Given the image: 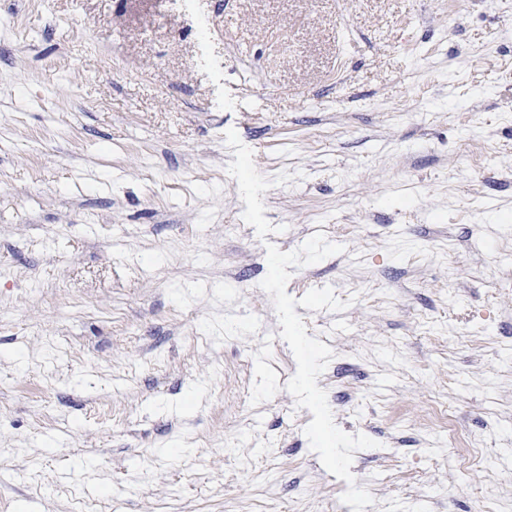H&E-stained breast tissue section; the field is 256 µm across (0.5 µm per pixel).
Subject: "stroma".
<instances>
[{"instance_id":"1","label":"stroma","mask_w":512,"mask_h":512,"mask_svg":"<svg viewBox=\"0 0 512 512\" xmlns=\"http://www.w3.org/2000/svg\"><path fill=\"white\" fill-rule=\"evenodd\" d=\"M506 493L512 0H0V512ZM448 432L452 441H454L456 445L461 446L459 448V462H463L473 469L482 467L483 457L478 454L473 444L465 436L460 435L454 428H448Z\"/></svg>"}]
</instances>
